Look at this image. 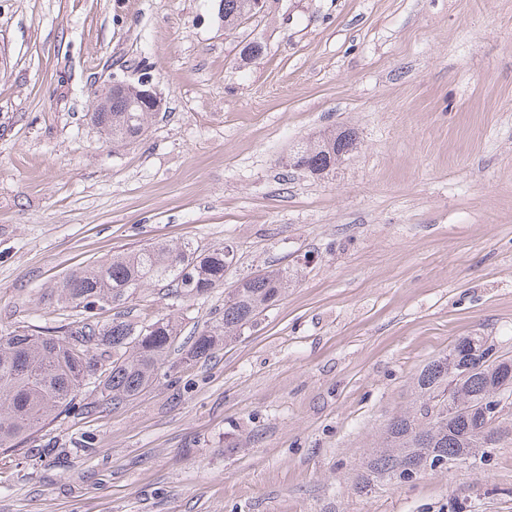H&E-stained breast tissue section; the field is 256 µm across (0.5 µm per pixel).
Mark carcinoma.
I'll use <instances>...</instances> for the list:
<instances>
[{
	"mask_svg": "<svg viewBox=\"0 0 512 512\" xmlns=\"http://www.w3.org/2000/svg\"><path fill=\"white\" fill-rule=\"evenodd\" d=\"M251 0H223L224 23H244ZM142 86L129 84L112 100V111L94 112L92 121L115 148L146 132L152 113L141 103ZM354 131L344 129L297 145L304 170L321 175L356 148ZM234 251L218 245L201 250L189 241L152 243L112 256L96 267L64 277L59 297L80 308L79 320L37 333L0 332V448H14L55 413L74 407L83 388L114 404L134 399L161 376L177 342L176 317L101 322L96 311L123 304L145 288L165 283L180 299L206 295L224 283ZM300 267H265L237 282L224 297V312L206 325L188 354L209 353L219 338L240 333L275 305L301 277ZM512 383V357L485 358L468 341L428 362L413 379L412 404L387 424L379 449L359 476L362 490L382 483L402 484L441 461L487 453L489 438L512 427V414L492 419L490 406L505 383Z\"/></svg>",
	"mask_w": 512,
	"mask_h": 512,
	"instance_id": "cac0c4a2",
	"label": "carcinoma"
}]
</instances>
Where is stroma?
<instances>
[{
	"label": "stroma",
	"mask_w": 512,
	"mask_h": 512,
	"mask_svg": "<svg viewBox=\"0 0 512 512\" xmlns=\"http://www.w3.org/2000/svg\"><path fill=\"white\" fill-rule=\"evenodd\" d=\"M143 75L161 109L113 149L93 105ZM346 127L334 170L289 166ZM186 240L234 249L223 285L128 318L186 341L247 274L303 277L136 399L81 391L94 412L0 450V512H512L511 434L357 489L427 361L464 336L512 356V0H265L233 33L220 0H0V330L73 321L56 282Z\"/></svg>",
	"instance_id": "obj_1"
}]
</instances>
